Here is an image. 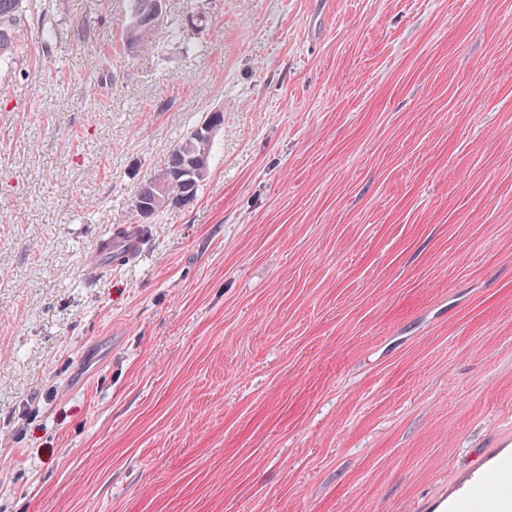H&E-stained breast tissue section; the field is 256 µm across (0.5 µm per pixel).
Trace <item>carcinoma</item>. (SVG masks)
<instances>
[{"mask_svg":"<svg viewBox=\"0 0 512 512\" xmlns=\"http://www.w3.org/2000/svg\"><path fill=\"white\" fill-rule=\"evenodd\" d=\"M131 11L126 23H137L136 35L126 41L132 51H143L151 46L156 0H129ZM24 8V0H0V69L12 66L15 57V22ZM215 135L201 137L191 130L186 137L170 149L153 173L136 188L132 200L133 232H143L142 218L138 208H143L148 217L162 212L168 206L196 197L206 180L209 168L194 166L199 158H211Z\"/></svg>","mask_w":512,"mask_h":512,"instance_id":"1","label":"carcinoma"}]
</instances>
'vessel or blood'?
<instances>
[{"label":"vessel or blood","mask_w":512,"mask_h":512,"mask_svg":"<svg viewBox=\"0 0 512 512\" xmlns=\"http://www.w3.org/2000/svg\"><path fill=\"white\" fill-rule=\"evenodd\" d=\"M140 249L135 238L113 240L112 262L124 264ZM512 485V444L500 447L484 456L467 472L437 504V512H469L473 501L482 500L485 512H512V497L500 494V487Z\"/></svg>","instance_id":"vessel-or-blood-1"}]
</instances>
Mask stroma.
I'll return each instance as SVG.
<instances>
[{
    "instance_id": "obj_1",
    "label": "stroma",
    "mask_w": 512,
    "mask_h": 512,
    "mask_svg": "<svg viewBox=\"0 0 512 512\" xmlns=\"http://www.w3.org/2000/svg\"><path fill=\"white\" fill-rule=\"evenodd\" d=\"M167 14L26 0L0 70V512H425L512 437V0ZM131 3L130 14L124 23V27L132 22H136L138 30L136 35L124 42L127 47L132 51L147 50L152 43L154 26L153 16L155 14L156 0H129ZM206 120L216 129L212 135L201 137L196 130ZM222 124H224L223 112H213L205 116L182 141L167 152L164 159L155 166L153 173L137 186L131 208L133 222L130 224H146L154 215L168 206L196 197L207 178L216 133ZM201 129L197 131L203 135ZM203 157L206 158L205 168L203 170L198 167L193 168L194 162ZM161 176H164L163 185L159 184ZM137 206L148 213L147 219L142 218ZM140 249L138 238L112 239V265H121L133 259Z\"/></svg>"
}]
</instances>
